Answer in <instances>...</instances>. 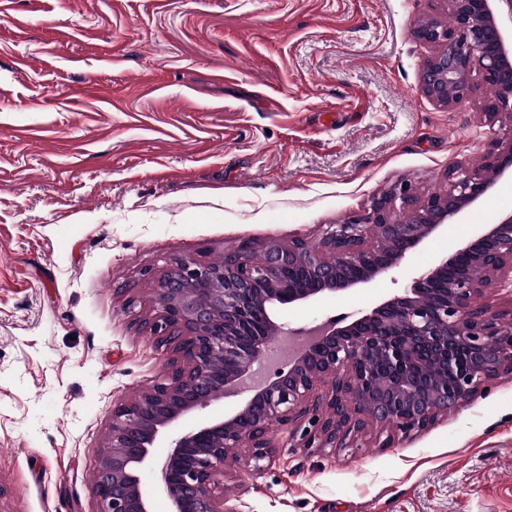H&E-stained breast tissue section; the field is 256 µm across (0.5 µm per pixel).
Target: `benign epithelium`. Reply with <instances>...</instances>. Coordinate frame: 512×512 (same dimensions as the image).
I'll list each match as a JSON object with an SVG mask.
<instances>
[{
	"mask_svg": "<svg viewBox=\"0 0 512 512\" xmlns=\"http://www.w3.org/2000/svg\"><path fill=\"white\" fill-rule=\"evenodd\" d=\"M441 2L452 23L428 18L413 31L433 48L421 65V91L453 107L472 99L478 73L486 114L508 120L501 135L480 164L449 170L440 193L419 196L410 184H396L373 199L366 216L331 224L315 239L290 238L258 259L247 242L224 253L220 265L172 259L155 280L158 315L150 331L177 358L167 381L113 404L107 445L94 461L97 512H154L158 498L169 512H237L224 497L228 449H248L252 471H261L273 457L271 422L285 427L290 448H342L357 443L369 419L380 428L377 447L389 448L385 428L404 437L421 432L512 372V317L474 305L488 288H512V212L477 225L457 249L365 313L309 329H292L277 316L285 305L371 286L512 183V0ZM295 268L307 276L302 288L284 277ZM444 279L445 297L430 301ZM293 335L306 343L288 370L243 389L267 360L270 341ZM456 349L472 355L470 365H459ZM376 361L389 377L377 378ZM430 362L453 375L451 386L423 380ZM321 383L327 391L309 404ZM244 391L234 411L180 427L186 415ZM161 444L168 451L159 459L153 449Z\"/></svg>",
	"mask_w": 512,
	"mask_h": 512,
	"instance_id": "obj_1",
	"label": "benign epithelium"
}]
</instances>
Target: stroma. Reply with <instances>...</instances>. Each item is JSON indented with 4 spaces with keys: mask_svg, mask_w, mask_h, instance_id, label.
Instances as JSON below:
<instances>
[{
    "mask_svg": "<svg viewBox=\"0 0 512 512\" xmlns=\"http://www.w3.org/2000/svg\"><path fill=\"white\" fill-rule=\"evenodd\" d=\"M442 0H0V512H97L112 405L165 381L151 274L314 238L394 183L446 187L490 138L439 106L413 36ZM512 211L507 185L368 288L282 308L371 309ZM279 448L237 512H512V375L388 448Z\"/></svg>",
    "mask_w": 512,
    "mask_h": 512,
    "instance_id": "stroma-1",
    "label": "stroma"
}]
</instances>
